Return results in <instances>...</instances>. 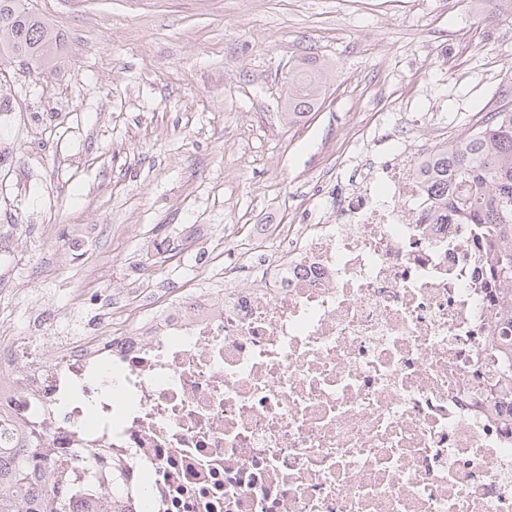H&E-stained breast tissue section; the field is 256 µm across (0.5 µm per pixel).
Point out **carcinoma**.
I'll use <instances>...</instances> for the list:
<instances>
[{"label":"carcinoma","instance_id":"cac0c4a2","mask_svg":"<svg viewBox=\"0 0 512 512\" xmlns=\"http://www.w3.org/2000/svg\"><path fill=\"white\" fill-rule=\"evenodd\" d=\"M61 47L54 24L35 13L30 0H0V58L52 68ZM327 66L302 59L288 78L283 112L296 123L318 110V86ZM422 177L460 224H481L486 265L504 285L499 314L512 326V98L486 112L456 140L440 143ZM498 404L512 410V351L501 355ZM0 512H68L67 501L40 484L26 455L0 456Z\"/></svg>","mask_w":512,"mask_h":512}]
</instances>
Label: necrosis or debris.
Here are the masks:
<instances>
[{"mask_svg":"<svg viewBox=\"0 0 512 512\" xmlns=\"http://www.w3.org/2000/svg\"><path fill=\"white\" fill-rule=\"evenodd\" d=\"M405 146L220 288L113 292L84 336L0 334V453L40 428L70 512H512L500 289Z\"/></svg>","mask_w":512,"mask_h":512,"instance_id":"1","label":"necrosis or debris"}]
</instances>
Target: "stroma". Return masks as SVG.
<instances>
[{"instance_id": "stroma-1", "label": "stroma", "mask_w": 512, "mask_h": 512, "mask_svg": "<svg viewBox=\"0 0 512 512\" xmlns=\"http://www.w3.org/2000/svg\"><path fill=\"white\" fill-rule=\"evenodd\" d=\"M63 52L36 76L0 60V316L61 336L75 296L201 285L202 238L322 224L372 148L433 113L467 133L512 90L499 0H31ZM327 63L321 108L281 112L288 72Z\"/></svg>"}]
</instances>
